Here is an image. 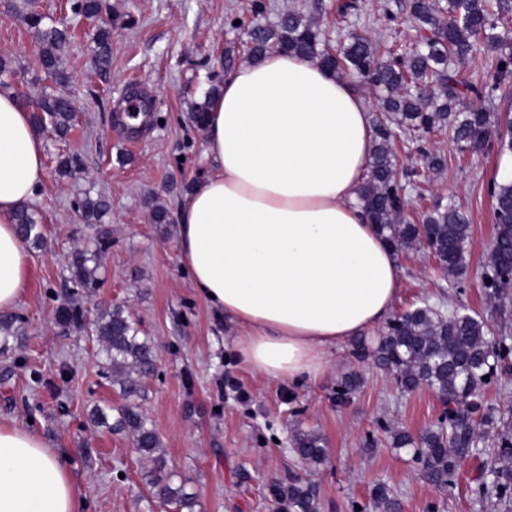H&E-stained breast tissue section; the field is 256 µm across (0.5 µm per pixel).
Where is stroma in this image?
Wrapping results in <instances>:
<instances>
[{
    "instance_id": "obj_1",
    "label": "stroma",
    "mask_w": 512,
    "mask_h": 512,
    "mask_svg": "<svg viewBox=\"0 0 512 512\" xmlns=\"http://www.w3.org/2000/svg\"><path fill=\"white\" fill-rule=\"evenodd\" d=\"M0 0V52L12 57L11 81L27 110L46 92L72 98L77 114L65 139L49 130L45 181L31 210L43 226L41 247H29L26 295L13 312L9 348L0 352V419L31 423L49 447L64 456L85 500V512H174L148 482L149 463L126 433L94 426V406L124 399L100 364L99 345L86 330H62L56 309L68 302L97 315L122 307L141 335L157 346V370L142 381L139 404L165 451L176 483L196 495L194 512H273L275 487L296 479L311 483L319 512H356L386 484L401 512H481L472 494L486 454L465 460L448 490L425 481L411 451L390 445L388 432L419 433L442 406L421 388L405 394L392 376L357 361L350 345L338 347L323 376L302 386L270 381L239 358L230 325L193 288L175 249V218L184 195L210 171L205 131L192 108L224 83V53L248 61L245 29L270 24L291 10L319 22L329 39L368 36L378 53L409 39L410 0H390L395 21L384 19L378 0H356L354 14L337 24L343 0H102L99 17L76 30L64 52L70 81L58 84L39 65L40 43L21 16ZM110 31L111 62L94 67L89 29ZM152 105L151 121L122 123L127 96ZM427 147L447 164L429 168L414 144L397 139L400 169L416 170L407 189L405 223H419L435 202L455 200L467 212L472 234L468 271L451 287L427 251L398 255L401 289L394 306L403 312L421 298L452 310L486 311L482 274L495 233L492 180L512 175V155L488 150L459 153L447 133L430 134ZM79 157L81 170L60 176L61 158ZM104 196L103 217L112 238L99 259L94 291L70 280V255L90 247L95 225L73 207L83 194ZM166 209L168 223L152 219ZM362 385L349 401L336 399L348 372ZM313 430L325 441L326 463L309 468L293 451L294 435Z\"/></svg>"
}]
</instances>
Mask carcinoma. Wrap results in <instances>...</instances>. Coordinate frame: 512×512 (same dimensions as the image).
I'll use <instances>...</instances> for the list:
<instances>
[{"instance_id":"obj_1","label":"carcinoma","mask_w":512,"mask_h":512,"mask_svg":"<svg viewBox=\"0 0 512 512\" xmlns=\"http://www.w3.org/2000/svg\"><path fill=\"white\" fill-rule=\"evenodd\" d=\"M101 0H73L71 9L86 17L99 14ZM7 11L23 13L42 44L40 66L55 82H69L60 53L69 40L66 25H46L33 9L8 2ZM508 0H411L410 21L416 32L413 46L379 58L372 41L351 33L336 49L327 48L320 26L298 11L279 17L270 26H259L248 35V53L256 58L270 49L316 59L339 75H355L359 88L381 93V107L374 119L376 141L369 176L359 197L370 220L376 224L395 252L407 250L426 239L438 259L444 278L459 287L467 267L466 245L471 226L457 205L436 204L421 224H399L401 200L397 179L398 159L393 149V133L448 131L461 149L477 151L495 147L512 153V113L467 109L465 99L476 97L492 102L508 96L512 88V29ZM97 45V61L109 62V31L99 28L91 36ZM497 50L493 64L482 79L472 82L459 74L458 66L481 51ZM59 137L68 134L74 121L72 101L62 95L45 94L39 102ZM494 203L496 232L482 277L487 304L502 311L512 302V180L492 181L489 188ZM84 218L93 221L108 208L100 197L84 195L77 202ZM24 239L37 247L43 241L42 225L28 206L16 215ZM111 245L110 231L102 227L94 248L74 251L69 271L71 281L81 288L97 286L98 257ZM60 326L87 328L100 345L105 369L112 383L120 387L127 403L109 410L98 408L94 423L132 436L138 453L149 459V483L156 496L175 506L177 512L192 509L194 496L184 486H174L175 474L167 464L159 438L136 403L142 380L154 370L152 342L139 336V329L120 308L102 311L90 322L84 310L63 304L57 310ZM353 355L370 360L394 377L409 392L420 387L434 391L444 411L436 425L414 436L389 431L393 448H410L421 476L429 483L448 489L461 463L479 444L493 441L500 451L488 468L490 480L480 479L479 490L487 512H501L512 505V423L483 398V389L497 373L512 368V336L495 335L493 325L482 314L464 309L451 314L423 301L391 319L381 335L355 339ZM489 379H484V376ZM360 386L355 372L342 376L336 399L350 397ZM294 451L311 468L323 466L327 449L314 431L294 436ZM378 512H398L399 504L389 489L379 484L372 491ZM278 504L288 512H318L314 487L301 480L277 492Z\"/></svg>"}]
</instances>
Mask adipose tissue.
<instances>
[{"label": "adipose tissue", "mask_w": 512, "mask_h": 512, "mask_svg": "<svg viewBox=\"0 0 512 512\" xmlns=\"http://www.w3.org/2000/svg\"><path fill=\"white\" fill-rule=\"evenodd\" d=\"M205 136L212 167L180 203L178 261L233 325L252 370L315 382L330 353L386 319L400 292L396 254L358 201L375 142L370 106L350 80L272 50L225 72ZM44 159L30 112L0 90V314L27 290L15 213L42 186ZM83 508L61 455L0 420V512Z\"/></svg>", "instance_id": "1"}]
</instances>
